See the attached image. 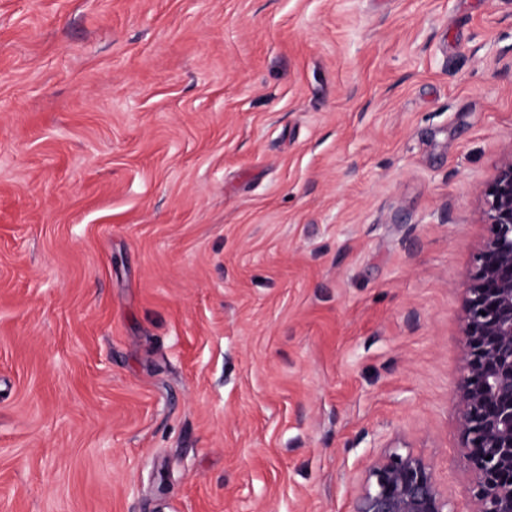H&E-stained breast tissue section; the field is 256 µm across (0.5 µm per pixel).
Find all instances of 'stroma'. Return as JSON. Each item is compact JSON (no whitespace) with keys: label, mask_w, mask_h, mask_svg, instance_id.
Listing matches in <instances>:
<instances>
[{"label":"stroma","mask_w":512,"mask_h":512,"mask_svg":"<svg viewBox=\"0 0 512 512\" xmlns=\"http://www.w3.org/2000/svg\"><path fill=\"white\" fill-rule=\"evenodd\" d=\"M512 0H0V512H455ZM354 512H454L433 467L407 448L386 447L368 461Z\"/></svg>","instance_id":"35a3bbf8"}]
</instances>
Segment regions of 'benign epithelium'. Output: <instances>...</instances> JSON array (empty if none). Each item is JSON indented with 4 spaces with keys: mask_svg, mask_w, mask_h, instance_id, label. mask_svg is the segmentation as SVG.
Segmentation results:
<instances>
[{
    "mask_svg": "<svg viewBox=\"0 0 512 512\" xmlns=\"http://www.w3.org/2000/svg\"><path fill=\"white\" fill-rule=\"evenodd\" d=\"M488 233L464 287L456 386L471 512H512V156L481 189ZM354 512H453L433 467L389 446L368 461Z\"/></svg>",
    "mask_w": 512,
    "mask_h": 512,
    "instance_id": "benign-epithelium-1",
    "label": "benign epithelium"
}]
</instances>
